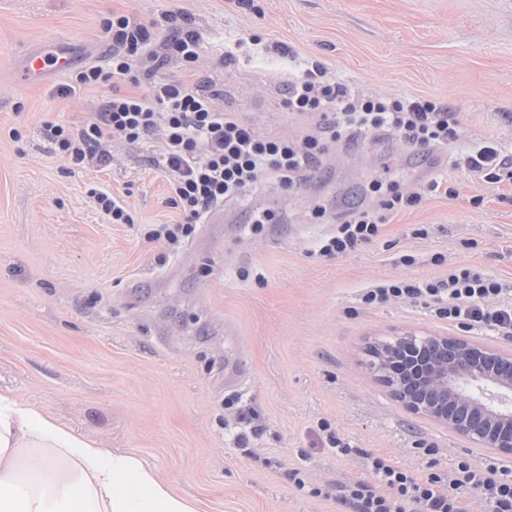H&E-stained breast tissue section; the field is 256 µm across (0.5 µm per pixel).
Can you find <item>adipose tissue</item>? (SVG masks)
<instances>
[{
  "label": "adipose tissue",
  "instance_id": "1",
  "mask_svg": "<svg viewBox=\"0 0 512 512\" xmlns=\"http://www.w3.org/2000/svg\"><path fill=\"white\" fill-rule=\"evenodd\" d=\"M0 512H198L142 458L0 394Z\"/></svg>",
  "mask_w": 512,
  "mask_h": 512
}]
</instances>
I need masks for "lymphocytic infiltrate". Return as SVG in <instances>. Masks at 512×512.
I'll list each match as a JSON object with an SVG mask.
<instances>
[{"label":"lymphocytic infiltrate","instance_id":"obj_1","mask_svg":"<svg viewBox=\"0 0 512 512\" xmlns=\"http://www.w3.org/2000/svg\"><path fill=\"white\" fill-rule=\"evenodd\" d=\"M102 33L112 43L108 66H85L63 92L109 85L111 95L84 124L50 123L46 135L54 153L79 168L105 161L115 142L152 144L160 171L169 177V203L181 218L155 225L148 236L173 251L212 209L238 198L266 175H274L288 189L300 184L330 143L385 132L406 149L428 150L450 148L459 138L458 120L447 106L430 100L357 96L318 64L289 81L282 107L298 116L322 115V122L299 138L262 136L237 113L225 111L220 90L198 80L139 77L141 60L156 43L167 55L194 65L201 45L193 30L161 28L114 14L103 20ZM443 187L439 179L421 192L403 189L390 177L371 180L372 207L337 217L336 232L322 241L320 255L339 257L373 241L389 216L420 205L425 194ZM360 302L369 307L419 303L450 325L485 326L512 335V285L472 268L451 271L444 279L381 282L364 289ZM328 441L336 455L359 454L365 460L367 478L336 491L337 502L350 512H466L461 496L448 494L450 484L478 490L493 512H512V480L495 478L468 461H458L453 474L433 472L421 479L383 455L358 453L336 433H329Z\"/></svg>","mask_w":512,"mask_h":512}]
</instances>
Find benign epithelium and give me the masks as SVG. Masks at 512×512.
I'll use <instances>...</instances> for the list:
<instances>
[{
    "label": "benign epithelium",
    "mask_w": 512,
    "mask_h": 512,
    "mask_svg": "<svg viewBox=\"0 0 512 512\" xmlns=\"http://www.w3.org/2000/svg\"><path fill=\"white\" fill-rule=\"evenodd\" d=\"M378 380L407 412L512 458V354L457 336L404 332L368 347Z\"/></svg>",
    "instance_id": "obj_1"
}]
</instances>
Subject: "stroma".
Returning a JSON list of instances; mask_svg holds the SVG:
<instances>
[{
    "mask_svg": "<svg viewBox=\"0 0 512 512\" xmlns=\"http://www.w3.org/2000/svg\"><path fill=\"white\" fill-rule=\"evenodd\" d=\"M114 12L195 30L199 77L261 134L305 131L281 102L317 62L360 95L447 105L460 151L493 142L512 157V0H0V392L137 454L201 512H341L337 487L367 472L328 447L325 422L422 478L461 458L512 476V459L408 414L369 368L372 341L458 328L421 306L359 303L372 284L459 267L512 282V182L365 139L330 149L294 189L266 179L170 253L147 236L178 219L150 144H113L105 164L79 169L44 135L48 121L80 126L106 88L63 96L68 72L38 86L16 78L24 50L48 41L71 48L74 67L104 64L101 22ZM384 174L415 190L442 177L454 193L347 255H316L333 226L313 222V206L367 203ZM93 182L121 196L133 223L108 222ZM265 209L277 223L252 231Z\"/></svg>",
    "mask_w": 512,
    "mask_h": 512,
    "instance_id": "obj_1",
    "label": "stroma"
}]
</instances>
